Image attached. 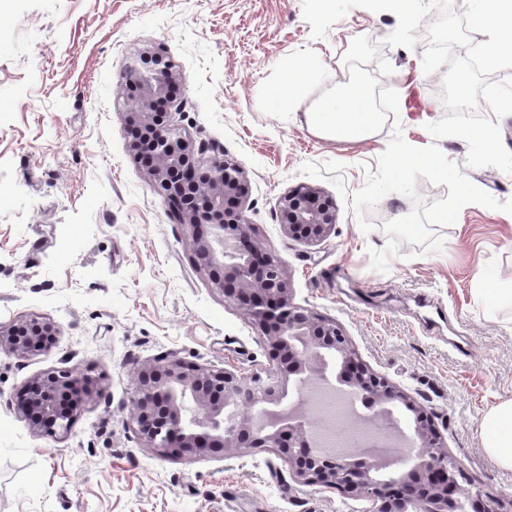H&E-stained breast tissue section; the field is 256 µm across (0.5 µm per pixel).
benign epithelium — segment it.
<instances>
[{
    "label": "benign epithelium",
    "instance_id": "1",
    "mask_svg": "<svg viewBox=\"0 0 512 512\" xmlns=\"http://www.w3.org/2000/svg\"><path fill=\"white\" fill-rule=\"evenodd\" d=\"M179 74L163 57L144 52L120 74L131 111L126 131L136 157L147 167L169 209L189 229L197 268L206 272L224 301L244 311L270 349L267 378L187 362L176 355L137 373L132 397L138 435L149 448L174 457H237L250 448H272L305 485L336 488L372 502V512H506L497 500L460 487L456 460L427 413L359 358L336 321L294 307L278 261L258 248L245 212L247 183L236 164L195 147L180 128L164 120ZM281 226L291 239L308 244L325 240L334 224V207L319 189L299 185L281 199ZM58 334L52 321L20 317L0 324V352L29 357ZM340 366L345 393L369 405L383 419L390 407L415 413L418 451L404 453L408 467L384 478L363 453L331 454L317 446V425L288 411L258 424L281 404L285 385L308 388L325 366L323 353ZM99 393L91 376L58 370L37 376L16 397V409L34 430L64 435L83 403Z\"/></svg>",
    "mask_w": 512,
    "mask_h": 512
}]
</instances>
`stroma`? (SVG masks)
Instances as JSON below:
<instances>
[{"label":"stroma","instance_id":"35a3bbf8","mask_svg":"<svg viewBox=\"0 0 512 512\" xmlns=\"http://www.w3.org/2000/svg\"><path fill=\"white\" fill-rule=\"evenodd\" d=\"M424 26L415 48L387 45L398 19L351 8L313 38L302 0H10L0 13V323L46 317L59 327L47 349L0 353V512H370L367 499L305 485L270 448L235 458L167 457L146 447L132 416L136 371L173 353L188 362L264 373L259 330L193 261L188 229L154 191L125 127L118 84L130 58L159 52L182 76L169 110L195 145L244 172L246 216L257 244L281 264L294 306L335 320L370 368L423 407L462 468L461 486L512 498V470L483 446L480 422L512 399V214L464 206L431 225L438 252L400 243L388 272L369 250L386 249V222L412 200L383 197L363 231L344 197L392 123L356 142L314 134L305 120L324 90L348 83L343 55L368 37L392 72L364 71L399 95L405 141L438 143L462 174L498 201L512 174L465 164L467 143L433 140L447 116L443 71L425 74ZM308 67L309 97L291 98ZM341 177L335 187L333 177ZM318 188L336 208L326 240L307 244L281 227L280 200ZM55 370L91 372L100 392L66 438L34 432L16 393Z\"/></svg>","mask_w":512,"mask_h":512}]
</instances>
